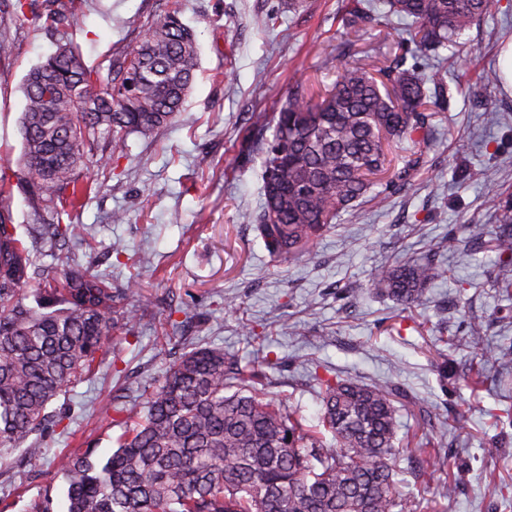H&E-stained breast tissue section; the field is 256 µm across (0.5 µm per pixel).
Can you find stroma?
Here are the masks:
<instances>
[{
    "label": "stroma",
    "instance_id": "obj_1",
    "mask_svg": "<svg viewBox=\"0 0 512 512\" xmlns=\"http://www.w3.org/2000/svg\"><path fill=\"white\" fill-rule=\"evenodd\" d=\"M346 0H84L64 32L40 28L31 17L4 16L0 43V171L9 194L0 198L14 224H52L54 209L37 202L25 179L21 117L23 83L31 67L53 53L60 38L80 48L88 66H107L131 50L160 10L180 7L200 46L186 110L152 135L105 138L110 174L80 172L93 188L74 218L93 236L64 244L79 261L125 287L141 266L152 305L133 334L116 347L114 362L54 400L65 427H49L41 457L0 466V512H30L43 496L64 512L67 484L55 457L90 448L95 458L116 449L120 427L101 408L116 393L140 395L185 342L210 343L265 367L269 397L315 417L319 379L332 374L389 381L400 434L427 448L425 459L404 455L395 470L416 512H512V363L498 362L512 346V299L494 286L504 253L492 246L499 211L512 198V93L498 64L512 41V0H492L486 16L462 36L469 49L448 68V100L434 118L436 142L404 190L384 207L364 204L359 217L341 216L309 254L270 257L248 213L262 203V168L246 140L288 98L299 81L332 85ZM487 87L484 100L465 93ZM499 113L490 125L484 114ZM467 143L458 152L459 143ZM123 210L126 221L112 214ZM454 241L438 260L447 278L428 288L422 305L404 310L369 289L375 266L426 256L431 245ZM235 301L228 310L227 301ZM484 322L482 345L471 343V317ZM254 325L246 335L243 325ZM278 367L266 368L269 359ZM309 358L317 366H300ZM484 370L480 389L469 377ZM456 481L454 498L440 496ZM498 492H491V485Z\"/></svg>",
    "mask_w": 512,
    "mask_h": 512
}]
</instances>
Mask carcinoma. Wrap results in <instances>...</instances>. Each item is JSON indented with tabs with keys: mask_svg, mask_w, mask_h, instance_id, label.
I'll use <instances>...</instances> for the list:
<instances>
[{
	"mask_svg": "<svg viewBox=\"0 0 512 512\" xmlns=\"http://www.w3.org/2000/svg\"><path fill=\"white\" fill-rule=\"evenodd\" d=\"M488 9L489 0H351L345 45L397 17L411 22L415 53L386 59L375 76L348 66L316 93L298 82L260 123L263 203L247 220L273 258H299L341 215L359 216L362 201L381 206L410 185L435 136L448 69L426 76L408 57L455 51ZM77 11L78 0H46L35 20L56 28ZM198 54L194 30L174 9L154 15L136 46L105 68H89L65 41L27 73L22 164L37 199L57 215L42 235H75L63 216L91 190L79 171L112 170V156L97 153L100 139L146 136L184 111ZM499 209L494 240L512 250V202ZM439 249L375 269V293L405 309L420 305L448 274L435 260ZM56 261L58 287L29 305L23 289L36 259L0 206V460L36 452L24 444L42 430L48 406L95 370L114 329L130 333L151 305L138 277L113 289L68 254ZM495 285L512 288V257L499 262ZM264 377L234 352L192 346L144 399L113 403L107 417L125 431L107 460L89 450L57 459L67 512H413L395 479L401 448L390 382L320 380V432L288 405L258 396Z\"/></svg>",
	"mask_w": 512,
	"mask_h": 512,
	"instance_id": "carcinoma-1",
	"label": "carcinoma"
}]
</instances>
